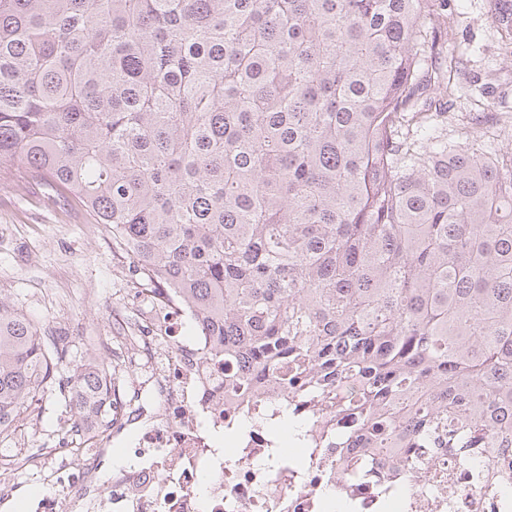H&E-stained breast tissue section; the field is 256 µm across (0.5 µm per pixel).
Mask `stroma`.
Here are the masks:
<instances>
[{
    "label": "stroma",
    "instance_id": "35a3bbf8",
    "mask_svg": "<svg viewBox=\"0 0 512 512\" xmlns=\"http://www.w3.org/2000/svg\"><path fill=\"white\" fill-rule=\"evenodd\" d=\"M494 0H448V26L438 36L431 64L459 59V97H435L454 128L486 127L493 113L512 117V57L500 50ZM489 101L493 110L478 108ZM148 282L112 239L85 223L77 208L55 200L41 185L18 189L0 174V298L54 336L66 337L77 360L123 366L126 339L150 318ZM37 415H22L0 449L24 440L29 460L13 473L41 489L47 461L59 442L86 448V433L67 435L69 417L58 391L40 394Z\"/></svg>",
    "mask_w": 512,
    "mask_h": 512
}]
</instances>
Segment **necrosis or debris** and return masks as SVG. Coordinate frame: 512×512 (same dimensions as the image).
<instances>
[{"instance_id": "1", "label": "necrosis or debris", "mask_w": 512, "mask_h": 512, "mask_svg": "<svg viewBox=\"0 0 512 512\" xmlns=\"http://www.w3.org/2000/svg\"><path fill=\"white\" fill-rule=\"evenodd\" d=\"M162 315L161 335L135 337L130 366L144 370L129 399L111 419L91 422L85 405L72 401V418L91 430L92 450L59 449L47 487L28 501L29 512H326L328 494L348 512H493L497 500L474 486L468 471L435 461L426 480L404 495L393 492L395 471L381 455L354 454L351 465L322 440L320 419L298 434L297 452L257 427L218 444L242 404L226 397L222 376L202 362L214 339L196 331L191 309L170 290H149ZM151 406H144L143 395ZM135 438L126 464L110 469L112 443L127 430Z\"/></svg>"}]
</instances>
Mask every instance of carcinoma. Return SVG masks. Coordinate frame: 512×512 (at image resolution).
<instances>
[{
	"mask_svg": "<svg viewBox=\"0 0 512 512\" xmlns=\"http://www.w3.org/2000/svg\"><path fill=\"white\" fill-rule=\"evenodd\" d=\"M446 0H0V173L74 200L215 337L368 453L512 497V156L419 101ZM501 49L512 23L501 7ZM66 349L0 299V435ZM75 365L100 410L117 378Z\"/></svg>",
	"mask_w": 512,
	"mask_h": 512,
	"instance_id": "carcinoma-1",
	"label": "carcinoma"
}]
</instances>
